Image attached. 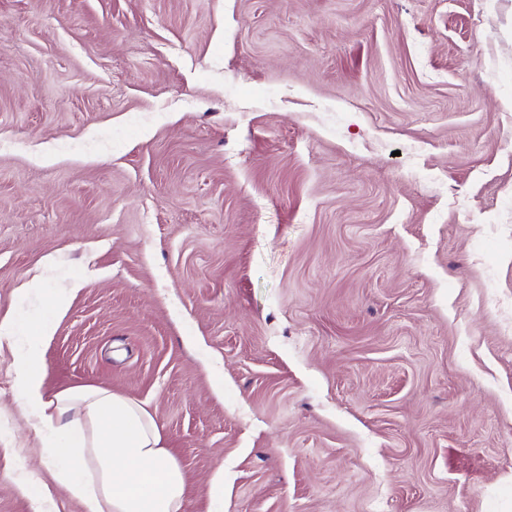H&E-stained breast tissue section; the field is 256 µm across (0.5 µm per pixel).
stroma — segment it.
<instances>
[{
	"label": "stroma",
	"mask_w": 512,
	"mask_h": 512,
	"mask_svg": "<svg viewBox=\"0 0 512 512\" xmlns=\"http://www.w3.org/2000/svg\"><path fill=\"white\" fill-rule=\"evenodd\" d=\"M61 291L184 512H512V0H0V512Z\"/></svg>",
	"instance_id": "obj_1"
}]
</instances>
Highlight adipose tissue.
Instances as JSON below:
<instances>
[{
  "mask_svg": "<svg viewBox=\"0 0 512 512\" xmlns=\"http://www.w3.org/2000/svg\"><path fill=\"white\" fill-rule=\"evenodd\" d=\"M66 305L53 301L14 360L17 398L44 434L54 481L82 512H183V471L142 403L104 387L46 394L43 344Z\"/></svg>",
  "mask_w": 512,
  "mask_h": 512,
  "instance_id": "1",
  "label": "adipose tissue"
}]
</instances>
